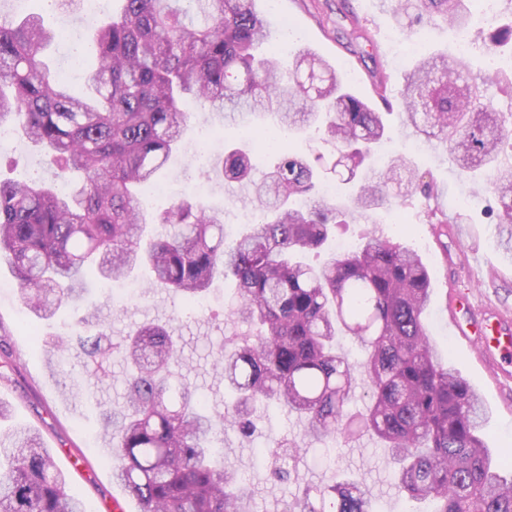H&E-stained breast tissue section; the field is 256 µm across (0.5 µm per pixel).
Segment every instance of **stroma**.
Segmentation results:
<instances>
[{"label": "stroma", "mask_w": 512, "mask_h": 512, "mask_svg": "<svg viewBox=\"0 0 512 512\" xmlns=\"http://www.w3.org/2000/svg\"><path fill=\"white\" fill-rule=\"evenodd\" d=\"M259 9L271 21V39H288L290 50L312 48L327 58L347 80L360 98H372L375 75L388 74L392 88H399L403 69L394 68L392 58L403 51L405 61L416 55L450 51L455 47L450 26L440 24L406 37L396 22L392 0H259ZM325 12L337 14L343 30H350L352 20H359L375 43L373 57L361 54L363 40L336 37L322 31L314 16ZM49 22L56 32L47 49L51 65L67 74L74 90H84V70L74 66L70 47L84 40L93 30L95 17L84 12L51 14ZM393 128V153H408L417 171L427 173L439 188L438 201L452 212L462 213L470 235L465 239L435 234L426 222L424 200L414 195L403 210V223L384 221L371 226L356 220L334 228L327 242L308 252L305 262L327 260L339 240L359 241L376 231L394 238L414 250L429 271L432 301L423 314L430 342L449 366L460 371L482 400L485 440L495 450H512V388L503 389L489 377L474 352L452 336L446 322L445 298L448 291V257L477 245L484 263L505 267L506 272L493 283L476 277L474 293L480 302L512 312V247L497 224L498 203L484 183L461 173L450 155L436 143L406 151L410 133L400 124L398 114L389 117ZM208 113L193 109L185 129L186 150L176 153L160 175V183L170 194L189 192L216 209L229 234L241 235L252 230L255 209L249 204L247 184L229 183L213 171L211 163L224 154L225 142L246 151L255 176L265 174L275 158L256 140L242 137L240 125L226 122L222 136L206 139L202 129L210 126ZM211 163L198 165L200 155ZM0 157L14 160L10 170L0 176L51 180L37 150L20 136H13L10 148ZM14 279L6 261L0 260V401L8 404V418L0 421V436L9 437L17 427L36 430L49 448L57 468L79 493L85 512H112L113 498L124 492L112 478L109 443L100 432L102 407L123 403L126 366L120 351H113L105 364L107 374L97 377L82 358L70 356L66 366H59L52 342L66 335L80 314L70 308L60 309L50 320L25 310L11 288ZM235 283L216 282L199 306H188L184 297L166 288H145L135 299L114 301L105 280L89 279L87 298L98 318L112 329L113 341H120L129 331L144 323L170 322L181 347L180 371L196 387L205 402L223 410L234 402L224 384V376L213 363L223 352L228 339L241 334L242 328L230 313ZM261 418L258 431L248 440L231 427H223L219 446L226 461L240 469L254 490V512H282L303 487L313 489L346 477L362 481L372 501L374 512H408V505L395 487L394 468L384 445L369 435H337L327 444H319L305 433V423L297 415L275 407H258ZM288 440L298 447L294 478H278L270 464L258 463L257 450L269 448L272 440Z\"/></svg>", "instance_id": "1"}]
</instances>
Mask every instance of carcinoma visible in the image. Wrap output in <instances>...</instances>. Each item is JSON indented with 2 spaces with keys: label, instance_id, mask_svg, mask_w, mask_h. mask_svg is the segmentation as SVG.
<instances>
[{
  "label": "carcinoma",
  "instance_id": "cac0c4a2",
  "mask_svg": "<svg viewBox=\"0 0 512 512\" xmlns=\"http://www.w3.org/2000/svg\"><path fill=\"white\" fill-rule=\"evenodd\" d=\"M120 15L95 25L82 58L89 92L72 90L45 62L54 34L43 13L0 16V126L9 125L41 150L42 163L68 192L32 178L0 180V255L9 258L18 295L41 318L82 299L87 272L124 281L145 268L148 287L170 288L190 304L219 278L237 284L232 315L246 326L242 342L219 359L237 392L224 411L208 410L178 371L180 349L169 326L147 323L123 343L135 368L124 404L101 413L112 440V478L140 512H252V491L229 463L215 460V428L227 422L248 436L259 402L304 418L317 440L370 433L399 464V491L427 501L426 512H512V473L494 462L481 430L484 412L470 385L444 365L421 315L431 298L427 268L413 251L375 233L356 251L314 268L296 255L320 247L338 224L377 210H399L416 191L435 196L403 157L377 170L378 144L389 134L370 101L353 95L330 62L304 48L285 68L268 38L256 0H123ZM474 0H395L393 11L420 24L470 26ZM487 56L512 51V20L473 39ZM494 85L512 97V73L474 74L464 57H422L397 91L405 127L449 149L464 171L489 169L501 224H512V111L488 96ZM216 115L262 114L272 126L313 128L336 146V198L320 191L315 166L281 150L261 179L250 158L228 146L217 164L225 179L246 182L260 222L235 241L224 237L214 209L186 196L151 215L137 205L139 188L155 182L177 151L188 102ZM428 224H460L462 216L427 207ZM161 232L145 239L147 226ZM82 318L57 350L93 365L112 355L108 327ZM366 352L354 366L336 350L338 333ZM369 404L348 405L356 376ZM276 473L290 475L297 449L272 451ZM8 466L0 468V512H84L39 435L19 429ZM286 512H371L361 484L338 481Z\"/></svg>",
  "mask_w": 512,
  "mask_h": 512
}]
</instances>
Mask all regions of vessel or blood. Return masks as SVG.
I'll use <instances>...</instances> for the list:
<instances>
[{"mask_svg": "<svg viewBox=\"0 0 512 512\" xmlns=\"http://www.w3.org/2000/svg\"><path fill=\"white\" fill-rule=\"evenodd\" d=\"M448 325L453 335L468 341L495 376L512 380V314L476 313L470 291L451 288Z\"/></svg>", "mask_w": 512, "mask_h": 512, "instance_id": "b4317fda", "label": "vessel or blood"}]
</instances>
